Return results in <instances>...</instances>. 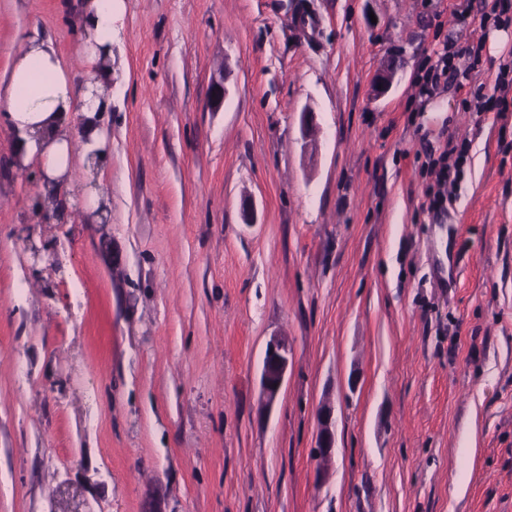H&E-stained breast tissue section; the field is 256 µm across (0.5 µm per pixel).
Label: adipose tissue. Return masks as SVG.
I'll list each match as a JSON object with an SVG mask.
<instances>
[{
  "instance_id": "ef3b65f1",
  "label": "adipose tissue",
  "mask_w": 512,
  "mask_h": 512,
  "mask_svg": "<svg viewBox=\"0 0 512 512\" xmlns=\"http://www.w3.org/2000/svg\"><path fill=\"white\" fill-rule=\"evenodd\" d=\"M114 21L113 0H87L82 12L88 35L85 57L100 90L112 82ZM101 119L96 103L76 87L52 43L31 38L0 94V121L12 130L19 157L40 160L44 192H55L65 178L73 139L83 140V152L97 151V164L105 163Z\"/></svg>"
}]
</instances>
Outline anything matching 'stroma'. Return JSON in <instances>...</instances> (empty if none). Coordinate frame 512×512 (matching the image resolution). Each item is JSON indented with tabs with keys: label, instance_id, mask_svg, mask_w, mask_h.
I'll list each match as a JSON object with an SVG mask.
<instances>
[{
	"label": "stroma",
	"instance_id": "1",
	"mask_svg": "<svg viewBox=\"0 0 512 512\" xmlns=\"http://www.w3.org/2000/svg\"><path fill=\"white\" fill-rule=\"evenodd\" d=\"M83 2L0 0V89L36 34L90 79ZM310 4L303 40L290 0H118L108 161L51 222L0 124V512H512V112L469 107L512 26ZM449 35L479 69L419 98ZM462 142L429 211L421 165ZM292 358L293 349L286 338L275 336L268 341L260 383L265 406L269 407L276 401ZM319 432L317 435V446L320 456H329L335 447L334 423L330 408H322L319 417Z\"/></svg>",
	"mask_w": 512,
	"mask_h": 512
}]
</instances>
